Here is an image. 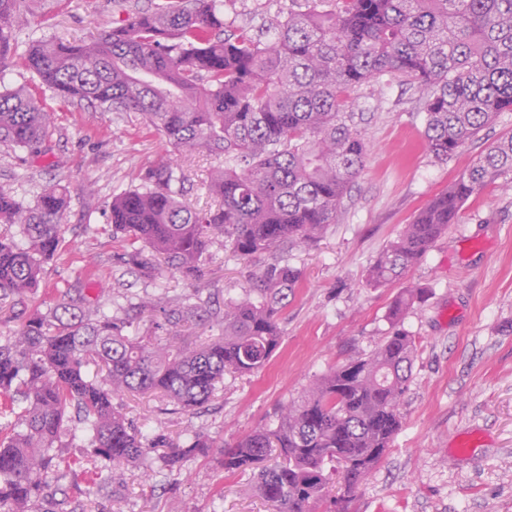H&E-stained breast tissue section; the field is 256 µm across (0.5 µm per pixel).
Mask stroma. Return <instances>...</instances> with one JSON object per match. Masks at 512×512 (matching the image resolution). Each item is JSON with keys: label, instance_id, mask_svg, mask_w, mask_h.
Instances as JSON below:
<instances>
[{"label": "stroma", "instance_id": "stroma-1", "mask_svg": "<svg viewBox=\"0 0 512 512\" xmlns=\"http://www.w3.org/2000/svg\"><path fill=\"white\" fill-rule=\"evenodd\" d=\"M227 30L244 27L271 39L290 0H223ZM116 14L113 0H33L18 33L26 43L54 36L92 40ZM427 92L386 75L358 87L353 124L368 159L333 225L306 247L280 246L243 260L215 240L204 276L193 286L170 267L152 280L120 262L130 245L112 235L107 205L136 186L172 148L134 112L74 108L55 99L54 128L45 157L22 159L0 144V184L34 203L52 183L67 187L64 243L33 296L49 311L56 291L93 288L106 311L116 294L168 299L199 292L216 303L241 297L249 275L283 260L302 273L281 320L283 342L261 370L228 374L208 410H168L155 394H125L116 402L144 435L165 431L184 441L193 433L216 446L270 422L280 405L331 367L371 353L391 329L389 309L405 288L425 300L403 327L416 339L412 380L400 411L403 424L381 463L355 494L350 512H512V172L475 194L422 261L403 278L376 288L366 271L380 251L435 196L499 137L512 133V112L470 140L449 160L429 151L422 104ZM188 179L183 198L209 207L204 185L224 164L206 154L179 156ZM480 434L467 453L450 449L459 434ZM62 478H50L85 512H269L251 475L230 476L213 457L189 459L181 472H150L138 464L104 466L84 429L65 425Z\"/></svg>", "mask_w": 512, "mask_h": 512}]
</instances>
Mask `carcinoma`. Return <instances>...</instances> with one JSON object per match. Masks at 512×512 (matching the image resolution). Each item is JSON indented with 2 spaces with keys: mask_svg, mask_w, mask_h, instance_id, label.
I'll return each instance as SVG.
<instances>
[{
  "mask_svg": "<svg viewBox=\"0 0 512 512\" xmlns=\"http://www.w3.org/2000/svg\"><path fill=\"white\" fill-rule=\"evenodd\" d=\"M27 0H0V61L17 41ZM24 62L65 104L136 112L178 152L224 157L213 173L214 208L197 211L174 189L184 175L161 160L108 204L112 234L133 249L125 265L152 280L161 263L197 281L214 239L248 259L284 243L310 244L336 223L367 147L351 127L350 92L395 74L427 87L429 151L457 155L495 116L512 112V0H292L273 40L242 30L224 36L221 0H158L124 9L92 41L36 39ZM52 124L42 99L0 85V143L37 157ZM512 171V134L489 148L404 225L370 264L385 286L417 266L457 222L465 203ZM69 204L47 185L34 204L0 185V321H19L0 342V512H43L47 476L59 466L68 409L106 465L136 464L165 448L161 469L181 470L211 441L145 437L113 403L124 392L158 394L175 410L206 407L224 374L253 373L280 348V319L301 271L277 261L252 275L243 296L220 308L199 294L127 300L152 331L104 312L98 299L60 291L47 313L24 306L45 282ZM423 298L407 288L393 302L391 330L366 355L338 365L281 406L272 424L220 451L225 473H253L274 512H346L402 426L415 339L402 328ZM338 477L340 493L330 495Z\"/></svg>",
  "mask_w": 512,
  "mask_h": 512,
  "instance_id": "cac0c4a2",
  "label": "carcinoma"
}]
</instances>
